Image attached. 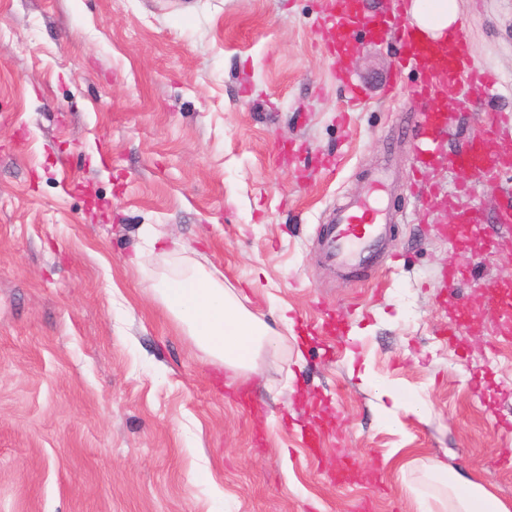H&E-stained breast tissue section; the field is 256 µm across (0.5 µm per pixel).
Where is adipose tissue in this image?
Masks as SVG:
<instances>
[{
    "instance_id": "1",
    "label": "adipose tissue",
    "mask_w": 512,
    "mask_h": 512,
    "mask_svg": "<svg viewBox=\"0 0 512 512\" xmlns=\"http://www.w3.org/2000/svg\"><path fill=\"white\" fill-rule=\"evenodd\" d=\"M404 13L429 41L445 45L459 29L457 0H406ZM162 302L184 325L208 357L237 371H249L256 356L275 346L269 325L243 309L223 283L207 274L180 276L159 290ZM435 480L448 488L452 512H512L490 482L449 474L447 465L435 468Z\"/></svg>"
}]
</instances>
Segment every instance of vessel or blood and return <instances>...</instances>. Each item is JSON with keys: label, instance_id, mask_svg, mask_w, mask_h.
<instances>
[{"label": "vessel or blood", "instance_id": "b4317fda", "mask_svg": "<svg viewBox=\"0 0 512 512\" xmlns=\"http://www.w3.org/2000/svg\"><path fill=\"white\" fill-rule=\"evenodd\" d=\"M364 0H333L329 24L336 30V38L329 47L336 61V78L346 85L350 99H358L359 90L349 78L348 60L353 52L358 30H365L372 38H383L389 28H396L398 42L404 59L414 70L419 81L412 90L416 101L427 103L417 122L415 160L420 169L428 170L439 163L464 170H471L493 177L503 168L512 165V158L489 150L490 142L500 132L512 126V114L491 113L486 125L475 136L459 143L452 151L442 154L436 149L437 135L452 131L453 113L441 111L434 106L442 82L449 81L480 94L489 93L496 83L493 75L481 73L470 65L468 47L456 43L454 48L444 50L423 39L410 22L400 19H377L366 16ZM453 208L455 221L446 225L445 234L460 247L471 248L474 241L484 246L496 247L504 233L512 231V203H506L493 226H485L481 216L474 210L461 206L457 196H431L425 203L426 210ZM388 224L385 209L374 206L364 199H355L337 209L334 220L326 228V246L329 257L339 264H346L370 252L382 241Z\"/></svg>", "mask_w": 512, "mask_h": 512}]
</instances>
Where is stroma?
I'll list each match as a JSON object with an SVG mask.
<instances>
[{
	"label": "stroma",
	"mask_w": 512,
	"mask_h": 512,
	"mask_svg": "<svg viewBox=\"0 0 512 512\" xmlns=\"http://www.w3.org/2000/svg\"><path fill=\"white\" fill-rule=\"evenodd\" d=\"M325 2L0 0V512H420L441 459L512 503V335L487 302L512 290V241L461 252L423 209L461 186L495 223L512 168L414 175L416 73L362 39L347 109ZM459 6L498 93L460 96L446 147L512 110V0ZM382 168L400 261L340 272L318 240ZM474 262L451 345L445 273ZM194 269L274 329L254 371L210 360L156 294Z\"/></svg>",
	"instance_id": "stroma-1"
}]
</instances>
